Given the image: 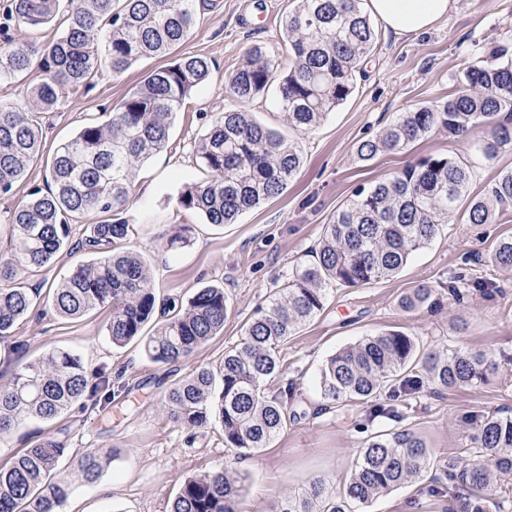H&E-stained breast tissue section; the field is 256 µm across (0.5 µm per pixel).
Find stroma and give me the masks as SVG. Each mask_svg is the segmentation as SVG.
Segmentation results:
<instances>
[{
  "label": "stroma",
  "mask_w": 512,
  "mask_h": 512,
  "mask_svg": "<svg viewBox=\"0 0 512 512\" xmlns=\"http://www.w3.org/2000/svg\"><path fill=\"white\" fill-rule=\"evenodd\" d=\"M294 6V0H204L196 29L173 54L206 57L209 77L176 114L167 148L142 165L120 213L133 226L130 246L150 264L158 300L183 307L199 288L222 287L228 305L223 331L181 361L157 363L143 342L112 346L105 333V309L69 320L43 302L16 330L29 356L71 350L90 373H105L111 386L107 401L82 398L53 420L28 418L0 437V467L45 436L66 441L61 467L74 480L60 512H169L185 479L225 467L242 478V512H272L288 493L319 476L342 490L366 437L392 429L393 423L370 419L366 403L326 405L317 387L318 371L340 348L381 332L413 335L429 350H481L498 365L486 383L439 393L425 386L411 396L406 422L437 456L465 447L461 419L467 413L496 408L512 415V270L488 263L496 242L512 235L511 206L501 209L491 224L451 219L395 277L334 290L324 312L284 344L287 365L266 387L270 393L291 390L296 413L270 448L243 458L225 447L220 428L191 430L166 419V392L197 367L219 369L225 350L239 342L256 308L298 262L309 259L324 224L356 190L425 156H472L485 129L477 127L462 140L438 129L408 150L369 161L359 159L358 144L401 113L447 98L464 64L488 46L512 50V0H449L447 16L416 37L377 27L374 48L352 95L318 128L299 137L303 165L287 188L234 223H205L198 212L179 203L184 185L205 176L194 145L227 107L225 80L245 65L250 47H262L279 71H287L283 22ZM166 63L163 57L144 58L123 72L105 73L93 87L71 91L52 111L42 113V160L12 193L0 196V258L11 256L4 223L8 211L30 191L46 188V166L56 149L86 122L106 120L132 87ZM101 220L96 213L80 218L71 234V253L41 272L18 268L19 280L40 289L44 301L50 298L61 278L90 260L79 242L86 225ZM176 224L186 225L190 244L174 251L166 239ZM457 277L487 279L488 288L469 291L460 302L447 300L435 313L400 308V298L412 288H444ZM90 450L108 455L110 463L99 479L88 483L77 473L81 455ZM443 481L440 474L425 477L359 506L357 512H449L448 496L440 491Z\"/></svg>",
  "instance_id": "obj_1"
}]
</instances>
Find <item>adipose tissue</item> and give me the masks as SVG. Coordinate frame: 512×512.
<instances>
[{
	"mask_svg": "<svg viewBox=\"0 0 512 512\" xmlns=\"http://www.w3.org/2000/svg\"><path fill=\"white\" fill-rule=\"evenodd\" d=\"M449 0H369L371 13L389 30L402 36L428 31L448 12Z\"/></svg>",
	"mask_w": 512,
	"mask_h": 512,
	"instance_id": "obj_1",
	"label": "adipose tissue"
}]
</instances>
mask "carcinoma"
Returning <instances> with one entry per match:
<instances>
[{
  "label": "carcinoma",
  "instance_id": "cac0c4a2",
  "mask_svg": "<svg viewBox=\"0 0 512 512\" xmlns=\"http://www.w3.org/2000/svg\"><path fill=\"white\" fill-rule=\"evenodd\" d=\"M62 0H6L5 22L36 29L51 23ZM364 0H297L284 22L291 66L277 73L261 50L225 81V97L246 104L278 85L283 121L305 134L341 105L355 88L361 62L373 48L375 22ZM198 0H78L64 33L46 44L0 54V75L30 78L26 97L0 104V194L10 193L41 159L39 114L51 110L72 89L91 86L104 70L119 73L134 62L166 55L196 26ZM210 74L203 56L180 57L150 72L130 89L103 122L84 125L61 144L49 167L50 184L35 189L10 211V243L18 261L38 272L53 264L70 243L73 221L87 213L114 218L94 224L82 241L95 258L64 276L52 294L55 313L78 319L109 309L106 335L116 347L134 340L158 363L177 362L224 329V289L204 287L184 310L157 324L146 336L157 297L144 256L127 246L130 225L118 217L139 167L168 147L174 115ZM478 125L487 137L475 147L486 162L512 148V55L497 45L469 62L448 98L403 112L374 139L357 147L363 161L401 152L434 129L465 137ZM209 177L185 186L179 203L214 225L229 224L287 188L299 172L298 142L226 108L197 145ZM474 164L457 155H431L406 165L369 189L361 188L324 226L313 258L297 264L291 277L258 307L238 344L224 352L219 371L199 368L170 388L163 400L167 418L185 428L211 422L224 431V447L254 455L269 447L296 417L284 390L265 386L284 365L288 337L320 315L334 288L358 287L398 275L411 255L429 245L453 215L489 224L496 208L512 204V170L497 172L483 193L469 191ZM170 249L188 245L185 226L175 225ZM493 265L512 268V236L497 242ZM13 263L0 262V339L34 309L40 293L16 281ZM454 280L448 293L421 284L405 294V311L441 307L445 295L462 298L471 285ZM14 372L0 386V434L33 416L56 418L73 402L94 397L101 383L90 380L81 358L56 349L26 360L11 350ZM495 364L471 350H423L411 335L382 332L351 344L325 360L319 370L321 396L331 404L373 403L372 414L398 423L390 433L371 434L359 449L355 468L341 493L320 476L283 498L274 512H355L393 489L442 472L448 497L460 512H512V416L475 411L464 417L467 447L441 461L413 429L402 425L410 396L427 383L438 389L471 387L487 381ZM388 395V403L377 399ZM66 442L48 436L0 468V512H51L71 488L59 470ZM108 463L96 452L79 461L81 478L94 482ZM241 477L218 470L185 480L171 512H240Z\"/></svg>",
  "mask_w": 512,
  "mask_h": 512
}]
</instances>
